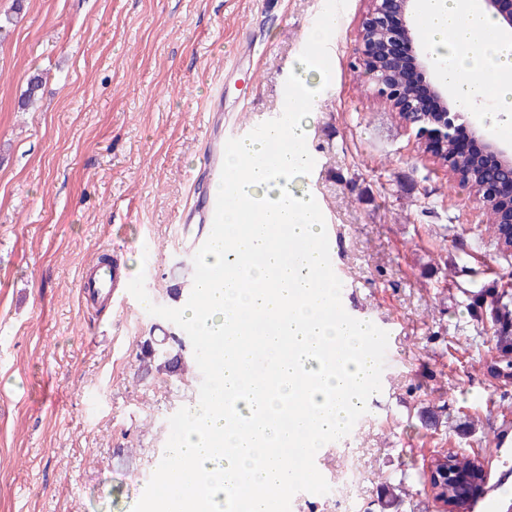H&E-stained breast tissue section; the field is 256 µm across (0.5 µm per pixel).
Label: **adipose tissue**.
Wrapping results in <instances>:
<instances>
[{"label": "adipose tissue", "mask_w": 512, "mask_h": 512, "mask_svg": "<svg viewBox=\"0 0 512 512\" xmlns=\"http://www.w3.org/2000/svg\"><path fill=\"white\" fill-rule=\"evenodd\" d=\"M439 74L460 98L491 102L474 122L512 127V36L479 0H417ZM308 108L285 128L224 150V232L202 259L184 319L214 342L213 398L194 405L178 436L179 459L153 501L164 512H271L276 493L305 476L303 457L341 435L370 366L367 327L336 314L337 283L322 274L325 230L308 196L291 185L311 159Z\"/></svg>", "instance_id": "ef3b65f1"}]
</instances>
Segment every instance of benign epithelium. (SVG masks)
Returning a JSON list of instances; mask_svg holds the SVG:
<instances>
[{
  "label": "benign epithelium",
  "instance_id": "1",
  "mask_svg": "<svg viewBox=\"0 0 512 512\" xmlns=\"http://www.w3.org/2000/svg\"><path fill=\"white\" fill-rule=\"evenodd\" d=\"M480 2L502 27L512 30V0ZM414 13L415 0H370L358 35L359 65L373 76L378 93L399 113L406 127L416 130L423 156L447 167L450 175L465 184L469 177L459 174L454 162L468 161L482 180L473 192L475 200L499 211L505 216L504 223L512 224V207L504 203V197H512V147L503 146L488 129L470 122L448 86L434 77L435 63L416 39ZM404 65L429 79L430 99L418 96L414 82L402 73ZM460 125L470 127L484 151L496 157L497 169H489L460 146ZM449 485L451 493L466 502L478 491L476 481L467 474L453 477Z\"/></svg>",
  "mask_w": 512,
  "mask_h": 512
}]
</instances>
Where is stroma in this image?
Returning <instances> with one entry per match:
<instances>
[{"mask_svg": "<svg viewBox=\"0 0 512 512\" xmlns=\"http://www.w3.org/2000/svg\"><path fill=\"white\" fill-rule=\"evenodd\" d=\"M369 0H0V512H143L173 422L205 385L145 371L142 342L191 336L172 295L192 282L195 180L211 130L225 143L279 115L307 32L334 13L331 57L300 183L319 202L351 311L392 330L396 360L350 433L327 442L309 488L275 512H425L412 475L456 449L489 459L488 492L512 495V400L471 346L456 284L512 280L488 216L354 70ZM46 79L22 108L30 74ZM131 279L84 304L85 265ZM434 409L437 427L422 413Z\"/></svg>", "mask_w": 512, "mask_h": 512, "instance_id": "obj_1", "label": "stroma"}]
</instances>
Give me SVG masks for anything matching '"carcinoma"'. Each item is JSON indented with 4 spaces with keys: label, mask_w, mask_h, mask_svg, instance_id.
Returning <instances> with one entry per match:
<instances>
[{
    "label": "carcinoma",
    "mask_w": 512,
    "mask_h": 512,
    "mask_svg": "<svg viewBox=\"0 0 512 512\" xmlns=\"http://www.w3.org/2000/svg\"><path fill=\"white\" fill-rule=\"evenodd\" d=\"M43 83V75L36 73L27 80L24 103L33 104ZM458 290L470 301V307L479 311L477 323L492 329V350L495 356L487 366L488 374L502 389V396L509 394L512 387V291L507 288H482L472 291L463 284ZM185 340L181 336L169 335L160 342L145 341L140 347L139 362L145 369L175 373L183 369L182 357L173 353L182 349ZM449 471H462L471 468L474 457L456 451L446 453Z\"/></svg>",
    "instance_id": "obj_1"
}]
</instances>
